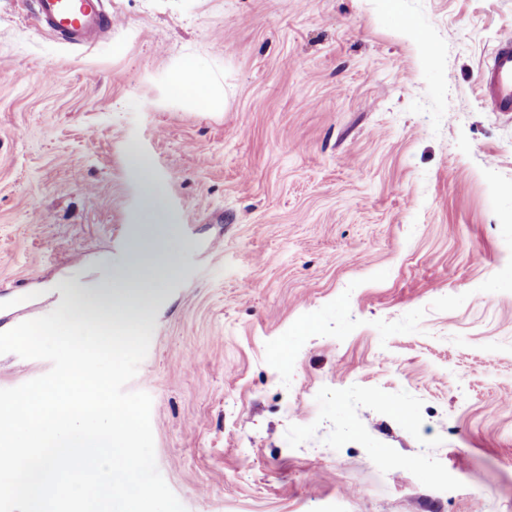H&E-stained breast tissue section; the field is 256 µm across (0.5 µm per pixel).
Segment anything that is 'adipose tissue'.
<instances>
[{
  "label": "adipose tissue",
  "mask_w": 512,
  "mask_h": 512,
  "mask_svg": "<svg viewBox=\"0 0 512 512\" xmlns=\"http://www.w3.org/2000/svg\"><path fill=\"white\" fill-rule=\"evenodd\" d=\"M131 165L142 185L141 223L123 269L97 287L73 292L67 305L74 313L129 325L132 311L151 315L162 288L175 272L169 248L172 226L150 161L131 152Z\"/></svg>",
  "instance_id": "1"
}]
</instances>
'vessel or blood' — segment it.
Here are the masks:
<instances>
[{
  "label": "vessel or blood",
  "instance_id": "b4317fda",
  "mask_svg": "<svg viewBox=\"0 0 512 512\" xmlns=\"http://www.w3.org/2000/svg\"><path fill=\"white\" fill-rule=\"evenodd\" d=\"M44 30L72 47L110 40L114 20L104 0H34ZM481 84L493 111L512 112V34L498 38L481 70Z\"/></svg>",
  "mask_w": 512,
  "mask_h": 512
}]
</instances>
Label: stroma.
<instances>
[{"label":"stroma","mask_w":512,"mask_h":512,"mask_svg":"<svg viewBox=\"0 0 512 512\" xmlns=\"http://www.w3.org/2000/svg\"><path fill=\"white\" fill-rule=\"evenodd\" d=\"M108 3L69 48L0 0V332L124 265L137 149L178 273L127 388L186 512H512V0ZM481 84L494 112H512V34L498 38L481 69ZM186 89H193L202 95V103H210L212 100L211 80L202 70L189 66L180 72L172 81L169 91L172 96L180 97Z\"/></svg>","instance_id":"obj_1"}]
</instances>
